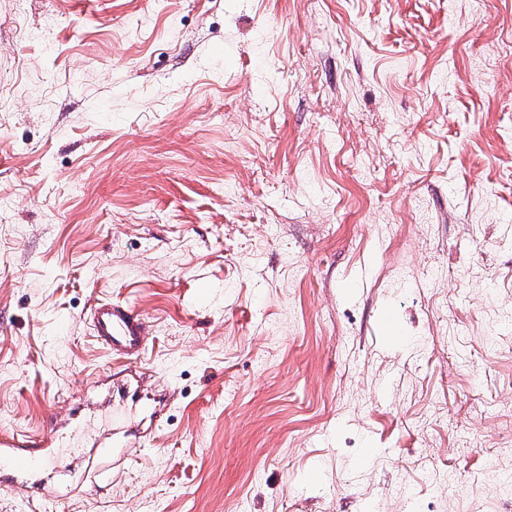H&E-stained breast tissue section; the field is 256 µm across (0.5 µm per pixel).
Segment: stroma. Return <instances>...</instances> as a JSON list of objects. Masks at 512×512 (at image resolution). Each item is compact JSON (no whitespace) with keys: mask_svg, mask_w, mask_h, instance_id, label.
Listing matches in <instances>:
<instances>
[{"mask_svg":"<svg viewBox=\"0 0 512 512\" xmlns=\"http://www.w3.org/2000/svg\"><path fill=\"white\" fill-rule=\"evenodd\" d=\"M0 197L65 512H512V0H0ZM91 325L96 341L113 356L132 359L145 350L144 319L129 307L111 301L97 302Z\"/></svg>","mask_w":512,"mask_h":512,"instance_id":"35a3bbf8","label":"stroma"}]
</instances>
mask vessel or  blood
<instances>
[{
    "mask_svg": "<svg viewBox=\"0 0 512 512\" xmlns=\"http://www.w3.org/2000/svg\"><path fill=\"white\" fill-rule=\"evenodd\" d=\"M91 325L96 341L113 356L139 357L146 346V325L128 307L109 301L97 302L92 310ZM51 437L35 441L17 436H0V490L9 492L23 486L41 490L36 473L55 464Z\"/></svg>",
    "mask_w": 512,
    "mask_h": 512,
    "instance_id": "1",
    "label": "vessel or blood"
}]
</instances>
